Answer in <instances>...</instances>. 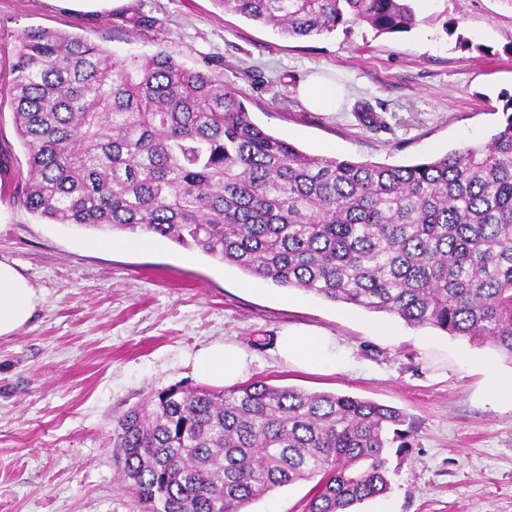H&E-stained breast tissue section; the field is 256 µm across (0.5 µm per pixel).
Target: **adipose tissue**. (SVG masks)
<instances>
[{"instance_id": "adipose-tissue-1", "label": "adipose tissue", "mask_w": 512, "mask_h": 512, "mask_svg": "<svg viewBox=\"0 0 512 512\" xmlns=\"http://www.w3.org/2000/svg\"><path fill=\"white\" fill-rule=\"evenodd\" d=\"M344 91L335 83L312 76L299 87L303 104L315 112L337 111ZM40 296L17 268L0 259V338L13 336L33 317ZM279 355L311 370H322L336 363V341L313 332L279 338ZM194 362L203 379L215 386H231L250 372L252 360L241 348L215 342L197 351Z\"/></svg>"}]
</instances>
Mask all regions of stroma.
Here are the masks:
<instances>
[{
    "mask_svg": "<svg viewBox=\"0 0 512 512\" xmlns=\"http://www.w3.org/2000/svg\"><path fill=\"white\" fill-rule=\"evenodd\" d=\"M407 33L356 26L288 38L213 0H0V87L18 33L86 37L117 58L173 56L221 76L251 118L310 154L408 164L487 141L512 98V0H414ZM151 17L133 32L129 17ZM321 75L345 91L338 111L306 108L298 86ZM380 118L362 124L361 105ZM0 259L41 301L0 340V512H140L112 464V422L157 390L203 386L192 358L234 343L251 378L349 394L400 409L411 446L390 459L391 490L356 512H512V402L495 398L512 359L431 327L244 275L148 234L129 238L46 224L14 192L27 175L10 107L0 108ZM335 337L336 367L284 364L282 332ZM311 482L266 494L249 512H302Z\"/></svg>",
    "mask_w": 512,
    "mask_h": 512,
    "instance_id": "stroma-1",
    "label": "stroma"
}]
</instances>
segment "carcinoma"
Here are the masks:
<instances>
[{"label":"carcinoma","mask_w":512,"mask_h":512,"mask_svg":"<svg viewBox=\"0 0 512 512\" xmlns=\"http://www.w3.org/2000/svg\"><path fill=\"white\" fill-rule=\"evenodd\" d=\"M289 37L404 33L413 0H213ZM7 90L50 224L151 234L248 277L488 344L512 358V113L484 143L411 165L306 153L256 125L215 75L160 51L117 59L28 28ZM397 408L249 380L174 385L114 418L112 459L142 512H247L317 479L304 512L390 490Z\"/></svg>","instance_id":"1"}]
</instances>
